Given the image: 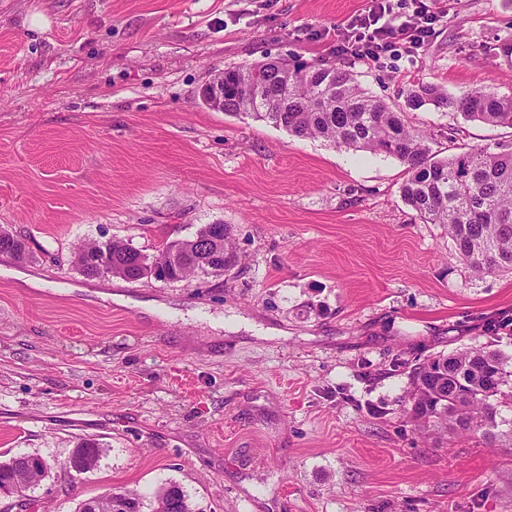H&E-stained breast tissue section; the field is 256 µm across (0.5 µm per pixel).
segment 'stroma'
Masks as SVG:
<instances>
[{"label": "stroma", "mask_w": 512, "mask_h": 512, "mask_svg": "<svg viewBox=\"0 0 512 512\" xmlns=\"http://www.w3.org/2000/svg\"><path fill=\"white\" fill-rule=\"evenodd\" d=\"M367 0H0V463L45 460L37 512L179 485L191 512H512V442L421 432L428 357L512 356V272L479 275L402 200L398 159L208 109L200 89L270 58L342 61L439 156L512 128L404 92L512 96V0H430L420 55L336 51ZM227 224L238 265L88 278L78 246L153 256ZM127 302H111L110 294ZM280 331L277 340L254 330ZM85 441L103 454L78 473Z\"/></svg>", "instance_id": "obj_1"}]
</instances>
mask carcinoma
<instances>
[{
	"instance_id": "1",
	"label": "carcinoma",
	"mask_w": 512,
	"mask_h": 512,
	"mask_svg": "<svg viewBox=\"0 0 512 512\" xmlns=\"http://www.w3.org/2000/svg\"><path fill=\"white\" fill-rule=\"evenodd\" d=\"M410 109L434 105L493 126L512 127V97L474 88L452 97L431 83L406 90ZM224 112L245 115L283 128L298 138H322L337 147L394 157L407 165L401 196L421 217L448 230L458 259L478 274L512 271V149L472 147L438 158L427 135L408 126L403 115L365 92L341 64H295L271 59L224 69ZM187 240L165 243L150 257L119 241L90 242L76 253V266L87 277L105 264L127 280L155 265L184 279L218 274L237 265L231 227L206 224ZM0 253L29 257L26 244L6 232ZM509 357L485 347L430 357L410 374L408 413L427 430L444 425L456 434L482 433L488 443L512 439V371ZM465 379L460 384L457 376ZM509 426L508 432L499 430ZM39 466L19 472L0 468V486L29 488L42 480ZM143 501L130 492H109L79 504L78 512H142ZM152 512H190L181 487L160 488Z\"/></svg>"
}]
</instances>
